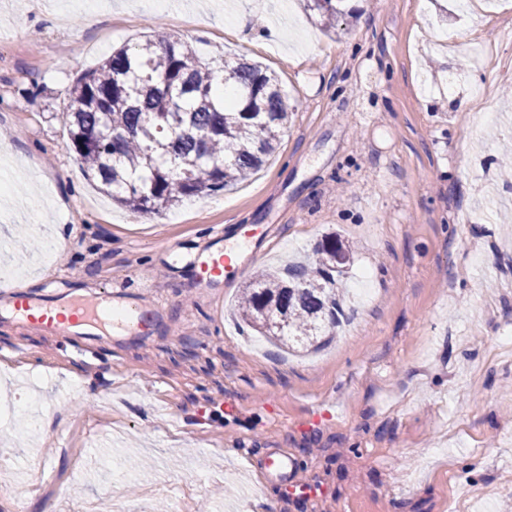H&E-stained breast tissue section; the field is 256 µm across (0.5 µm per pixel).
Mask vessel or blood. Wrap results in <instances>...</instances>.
Listing matches in <instances>:
<instances>
[{"label":"vessel or blood","instance_id":"1","mask_svg":"<svg viewBox=\"0 0 512 512\" xmlns=\"http://www.w3.org/2000/svg\"><path fill=\"white\" fill-rule=\"evenodd\" d=\"M112 298V292L108 291L101 298L73 304L64 313L52 317L43 303L16 289L0 292V306L9 307L18 323L34 325L51 334L63 331L92 345L106 342L113 332L136 335L151 332L158 326L160 308L135 306L117 312L112 307ZM265 464L282 484H292L296 468L294 459L274 453L266 457Z\"/></svg>","mask_w":512,"mask_h":512}]
</instances>
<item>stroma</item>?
<instances>
[{"label":"stroma","instance_id":"obj_1","mask_svg":"<svg viewBox=\"0 0 512 512\" xmlns=\"http://www.w3.org/2000/svg\"><path fill=\"white\" fill-rule=\"evenodd\" d=\"M344 8L329 33L303 0H0V144L30 174L0 187V290L73 301L114 285L164 311L154 334L87 353L0 317V492L18 512H171L188 493L196 512L512 498V0ZM155 23L212 66L274 71L288 128L244 183L134 214L88 179L62 112L77 78ZM332 234L354 258L330 343L293 353L235 318L258 269ZM223 252L239 265L197 287V259ZM273 448L295 490L262 467Z\"/></svg>","mask_w":512,"mask_h":512}]
</instances>
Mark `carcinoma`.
<instances>
[{"label": "carcinoma", "mask_w": 512, "mask_h": 512, "mask_svg": "<svg viewBox=\"0 0 512 512\" xmlns=\"http://www.w3.org/2000/svg\"><path fill=\"white\" fill-rule=\"evenodd\" d=\"M336 28L341 0H304ZM235 96H224V85ZM277 76L256 63L212 68L185 42L152 28L70 87L64 107L70 149L112 201L140 214L225 190L275 152L288 119ZM350 246L331 235L308 266L258 274L240 297L244 325L292 349L324 343L340 312L336 274Z\"/></svg>", "instance_id": "obj_1"}]
</instances>
